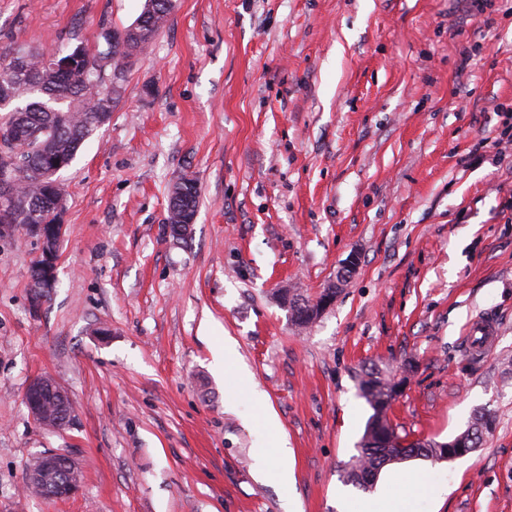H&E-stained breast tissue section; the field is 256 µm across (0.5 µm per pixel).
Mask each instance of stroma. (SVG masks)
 <instances>
[{"label": "stroma", "mask_w": 512, "mask_h": 512, "mask_svg": "<svg viewBox=\"0 0 512 512\" xmlns=\"http://www.w3.org/2000/svg\"><path fill=\"white\" fill-rule=\"evenodd\" d=\"M143 3L0 0V49H92ZM124 70L109 123L59 174V284L40 311L36 238L0 239V512H364L423 478L437 492L415 512H512V147L471 154L512 111L501 0H175ZM185 175L199 206L177 240ZM333 283L305 329L275 298ZM484 314L498 338L475 359L463 337ZM373 364L403 385L388 417L408 440H451L480 412L492 431L454 460L384 467L373 493L345 485ZM45 376L73 402L56 431L25 404ZM282 438L287 486L258 458ZM44 451L74 458L77 495L24 492ZM171 192L168 206L167 220H171V234L176 239H185L184 236L186 225L188 224V230H190L193 220H187L185 224H180V218L188 217L189 215H196L197 212V199L198 190L195 180L192 178L182 177L179 182L175 184Z\"/></svg>", "instance_id": "stroma-1"}]
</instances>
